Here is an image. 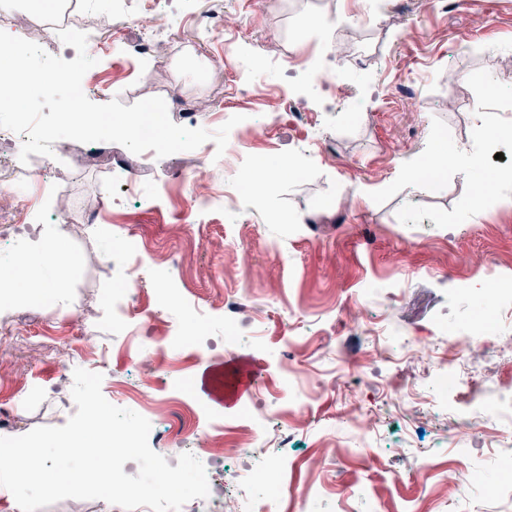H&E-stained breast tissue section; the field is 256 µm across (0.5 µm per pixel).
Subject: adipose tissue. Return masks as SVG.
<instances>
[{
  "mask_svg": "<svg viewBox=\"0 0 512 512\" xmlns=\"http://www.w3.org/2000/svg\"><path fill=\"white\" fill-rule=\"evenodd\" d=\"M466 163V157L455 146L436 145L409 162L405 181L421 187L425 184L424 169L460 168ZM11 264L13 275L7 287L0 288V305L4 307L58 293L70 274V262L57 232L44 234L30 247L16 251Z\"/></svg>",
  "mask_w": 512,
  "mask_h": 512,
  "instance_id": "1",
  "label": "adipose tissue"
}]
</instances>
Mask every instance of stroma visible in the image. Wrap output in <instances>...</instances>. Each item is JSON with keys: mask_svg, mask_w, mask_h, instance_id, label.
<instances>
[{"mask_svg": "<svg viewBox=\"0 0 512 512\" xmlns=\"http://www.w3.org/2000/svg\"><path fill=\"white\" fill-rule=\"evenodd\" d=\"M168 23L170 52L144 78L130 51L131 30ZM223 19L213 32L203 17ZM342 15L334 39L371 44L362 65L341 62L333 76L346 94L310 81L293 58H327L322 23ZM97 31L100 81L89 100L179 96L213 131L242 121L231 138L242 156L224 165L208 141L157 158L112 147L129 173L90 169L66 176L71 156L53 166L72 198V223L56 225L52 202L36 200L29 173L0 168L13 193L9 219L24 224L39 203L42 226L10 233L13 248L58 227L73 260L66 288L43 303H23L0 319V408L15 420L0 437L65 425L77 408L75 369L96 368L114 400L140 382L133 350L158 357L154 385L163 397L187 388L198 433L224 424L234 437L241 412L286 415L288 444L257 441L252 453L225 460V474L282 456L262 512H512L463 482L468 469L492 471L512 456L494 442L493 420L479 401L512 397V315L503 316L500 354H471L469 381L440 395L427 376L466 341L473 316L512 300V208L477 205L475 183L448 171L433 192L411 189L402 166L429 146L453 143L482 172L500 175L512 196V144L489 148L483 127L512 129V0L430 8L429 0H62L41 17L49 32L72 22ZM461 75L451 83V74ZM419 105H397L401 90ZM294 159L267 189L252 181L263 159ZM242 188L234 206L204 215L192 194ZM142 279L131 291L128 322L112 325L106 304L131 264ZM181 288L207 311L206 351L185 345L186 313L163 304L159 289ZM388 288L389 306L365 291ZM247 290L234 344L224 342V299ZM261 379L237 402L217 403L200 377L238 363Z\"/></svg>", "mask_w": 512, "mask_h": 512, "instance_id": "stroma-1", "label": "stroma"}]
</instances>
